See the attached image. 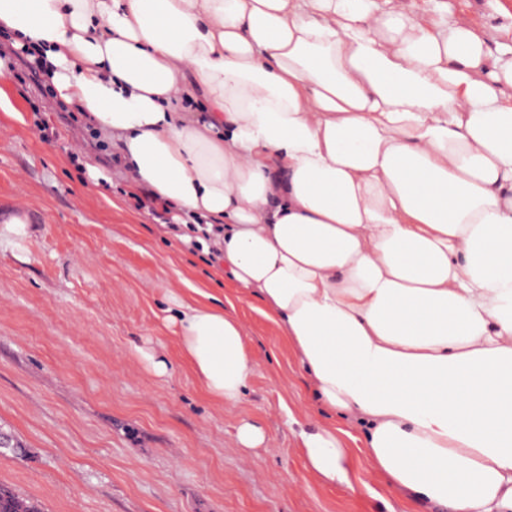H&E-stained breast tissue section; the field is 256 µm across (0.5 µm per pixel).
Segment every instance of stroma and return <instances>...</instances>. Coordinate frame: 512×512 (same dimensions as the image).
Segmentation results:
<instances>
[{
    "label": "stroma",
    "mask_w": 512,
    "mask_h": 512,
    "mask_svg": "<svg viewBox=\"0 0 512 512\" xmlns=\"http://www.w3.org/2000/svg\"><path fill=\"white\" fill-rule=\"evenodd\" d=\"M59 110L51 81L0 72V225L22 213L30 228L22 246L0 245V484L42 512H402L363 463L349 487L306 468L302 433L333 422L360 440L365 429L322 410L259 298H232L255 360L241 403L204 394L166 323L170 291L186 282L220 305L223 274L135 207L121 164L94 183L95 131L59 125ZM245 418L268 447L239 446Z\"/></svg>",
    "instance_id": "1"
}]
</instances>
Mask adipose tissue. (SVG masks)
Instances as JSON below:
<instances>
[{
	"label": "adipose tissue",
	"instance_id": "1",
	"mask_svg": "<svg viewBox=\"0 0 512 512\" xmlns=\"http://www.w3.org/2000/svg\"><path fill=\"white\" fill-rule=\"evenodd\" d=\"M425 2L0 0V31L203 226L402 512H512V28ZM171 320L238 405L244 324L199 300ZM301 452L350 484L336 426Z\"/></svg>",
	"mask_w": 512,
	"mask_h": 512
}]
</instances>
